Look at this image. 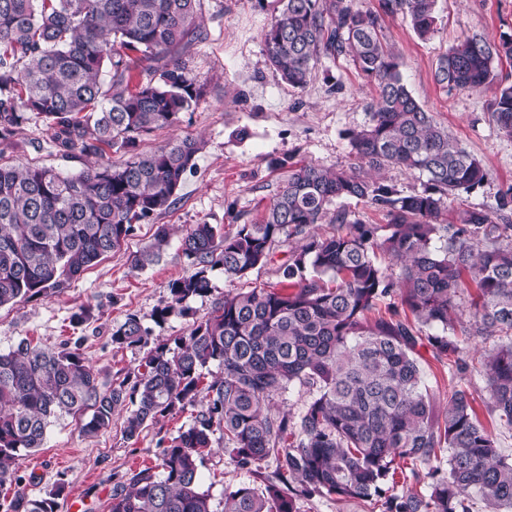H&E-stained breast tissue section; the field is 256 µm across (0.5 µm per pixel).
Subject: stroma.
<instances>
[{"label":"stroma","mask_w":512,"mask_h":512,"mask_svg":"<svg viewBox=\"0 0 512 512\" xmlns=\"http://www.w3.org/2000/svg\"><path fill=\"white\" fill-rule=\"evenodd\" d=\"M203 37L182 53V60L201 92L197 104L181 112L174 129L143 138L140 148L151 151L177 138L198 141L193 169L187 171L172 206L137 224L121 250L87 269L80 278L47 295L0 308V352L20 340L49 347L79 345L101 388L118 386L146 356L147 346L121 347L112 333L127 315H138L151 332L150 343L187 335L193 323L206 319L225 294L252 288H276L282 279L283 252L273 262L243 278L210 270L212 291L189 300L185 316H171L161 325L153 314L169 304L170 283L192 273L177 245L160 260L141 270L130 257L153 240L157 225L187 229L211 224L233 232L261 219L267 205L284 186L288 171L281 161L346 168L354 161L348 138L367 120L368 105L377 86L352 59L342 56L318 64L305 89L282 83L266 62L263 31L275 17L274 0H200ZM437 30L420 39L403 16L385 17L383 32L390 49L404 61L408 89L434 119L447 128L489 172L482 186L449 198L441 223H452L460 209L496 212L498 201L512 190V136L500 132L489 112L490 93L468 92L438 85L433 73L438 59L460 39L479 36L492 42L512 37V0H437ZM0 162L48 167L65 175L83 171L88 159L66 153L52 141L47 123L35 115L7 139H0ZM88 309L85 323L72 316ZM418 351L424 381L438 402H446L453 387L469 386L483 425L495 432L504 454L512 456V432L501 429L486 403V378L473 369L453 375L447 364L435 361L427 344ZM192 422L190 412L159 418L138 439L127 440L122 416L111 428L85 434V419L63 415L48 428L43 448L22 461L21 483L0 487V500L16 493L42 497L63 486L55 512H109L112 487L127 473L159 462L158 442ZM214 499L225 485L244 481L234 470L221 442H214L202 466Z\"/></svg>","instance_id":"1"}]
</instances>
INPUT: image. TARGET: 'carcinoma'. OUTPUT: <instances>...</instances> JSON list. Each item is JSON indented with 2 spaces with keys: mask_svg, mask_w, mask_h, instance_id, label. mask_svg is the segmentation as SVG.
Returning a JSON list of instances; mask_svg holds the SVG:
<instances>
[{
  "mask_svg": "<svg viewBox=\"0 0 512 512\" xmlns=\"http://www.w3.org/2000/svg\"><path fill=\"white\" fill-rule=\"evenodd\" d=\"M278 2L263 42L282 81L303 89L321 59L350 55L378 87L368 121L349 133L355 163L289 166L258 224L233 233L187 228L178 245L195 271L171 282L157 325L211 293L209 270L241 278L292 241L280 266L285 282L224 295L187 335L157 341L130 385L100 389L77 346L49 350L22 340L0 352V485L21 481L23 456L44 446L63 414L92 409L83 427L92 435L124 410L123 434L133 440L158 417L191 407L193 423L159 440L160 463L114 485L109 512H216L200 471L216 432L230 464L261 479L224 486L221 512H300L299 502L315 497L357 501L369 512H472L475 493L485 512H512V458L479 421L468 388L451 391L437 409L416 350L418 333L431 330V355L463 375L472 359L461 342L482 338L488 408L512 432V195L502 196L496 217L462 209L456 223H438L448 196L484 184L488 173L412 96L401 57L383 42L382 13H401L419 37L432 36L437 0H380V14L356 0ZM199 6L0 0V139L32 113L53 125V142L66 151L127 155L118 166L96 161L71 176L0 163V307L78 279L121 249L135 224L172 204L197 142L185 137L143 152L138 139L174 128L199 99L179 59L202 37ZM504 57L512 59L511 38L466 37L439 58L434 79L493 90L492 120L512 136V84H494V63ZM389 168L425 177L423 189L403 194L376 177ZM343 199L384 207L390 222L363 224L338 210L339 228L318 233L315 225ZM171 238L172 228L159 225L131 267L152 263ZM466 275L478 291L468 305ZM395 297L390 318L368 319ZM401 308L414 322L400 318ZM148 335L130 314L112 343L137 346ZM214 363L222 375L205 384ZM296 386L309 395L301 412H273L274 397ZM63 490L24 503L17 494L0 509L55 512Z\"/></svg>",
  "mask_w": 512,
  "mask_h": 512,
  "instance_id": "obj_1",
  "label": "carcinoma"
}]
</instances>
